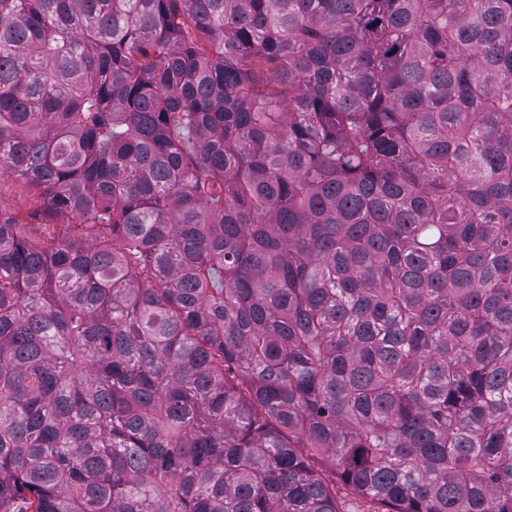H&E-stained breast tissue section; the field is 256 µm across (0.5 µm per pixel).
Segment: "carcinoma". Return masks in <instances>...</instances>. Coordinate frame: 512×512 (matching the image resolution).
<instances>
[{"mask_svg": "<svg viewBox=\"0 0 512 512\" xmlns=\"http://www.w3.org/2000/svg\"><path fill=\"white\" fill-rule=\"evenodd\" d=\"M5 175L0 512H512V0H0ZM0 204L3 208L18 210L19 217L25 219L34 204L32 190L29 186L5 177L0 184ZM336 497L349 512H381L379 503L363 498L341 484H336Z\"/></svg>", "mask_w": 512, "mask_h": 512, "instance_id": "cac0c4a2", "label": "carcinoma"}]
</instances>
